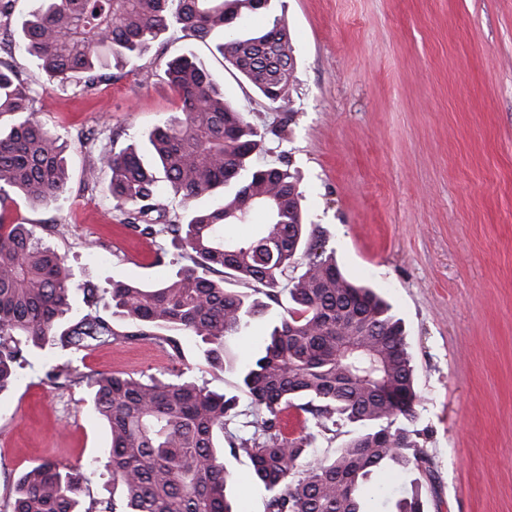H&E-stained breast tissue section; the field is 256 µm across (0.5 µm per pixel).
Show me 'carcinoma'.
<instances>
[{
    "label": "carcinoma",
    "instance_id": "carcinoma-1",
    "mask_svg": "<svg viewBox=\"0 0 512 512\" xmlns=\"http://www.w3.org/2000/svg\"><path fill=\"white\" fill-rule=\"evenodd\" d=\"M273 15L259 32L257 15ZM178 26L216 45L226 62L276 109L293 111V41L274 0H33L21 46L53 79L80 75L90 88L112 67L132 63L146 47ZM178 111L149 134L153 161L129 146L99 155L112 172L114 208L134 231L165 232L190 264L156 286L116 281L105 290L88 282L82 310L70 296L74 278L66 259L47 246L32 224H6L0 214V393L47 344L69 355L49 366L43 383L85 384L89 405L109 429L104 461L87 468L43 462L17 480L8 512H233L231 474L224 448L246 455L252 477L268 493L266 512H367L382 495L373 476L386 470L431 472L413 429L419 395L402 322L371 288L349 280L322 241L306 233L304 196L290 164L263 167L265 134L224 98L203 60L185 54L164 62ZM35 92L0 68V205L21 195L51 203L67 191L60 136L35 117ZM180 211L167 224L153 222L162 194ZM212 196L218 203L199 209ZM253 224L248 235L231 227ZM224 273L277 293L286 272L289 306L261 335L258 352L241 361L229 347L265 314V305L224 288L208 272ZM125 320L119 327L100 311L105 299ZM192 336L215 368L237 374L256 418L239 417L238 398L215 392L177 372L169 378L84 373L78 355L120 341H147L170 357ZM398 394L394 402L386 391ZM307 415L304 435L282 433L283 415ZM354 431L330 455L309 459L310 448L331 431ZM103 466L109 496L83 493L85 470ZM396 512H424L419 479Z\"/></svg>",
    "mask_w": 512,
    "mask_h": 512
}]
</instances>
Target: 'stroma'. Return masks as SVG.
I'll use <instances>...</instances> for the list:
<instances>
[{"mask_svg": "<svg viewBox=\"0 0 512 512\" xmlns=\"http://www.w3.org/2000/svg\"><path fill=\"white\" fill-rule=\"evenodd\" d=\"M293 39V113L275 109L215 45L168 31L135 63L112 67L92 93L49 78L20 47L29 0L0 16V63L40 94L36 118L67 144L69 190L9 218L72 266L75 283L155 284L186 258L168 235L140 237L113 209L101 151L146 146L178 108L164 62L205 61L225 97L261 130L264 164L287 160L310 232L345 274L374 288L401 318L420 396L416 429L433 462L425 512H512V0H278ZM52 347L0 393V512L18 477L42 462L83 466L110 446L86 386L42 384ZM81 371L186 377L237 392L185 337L181 359L122 342L88 354ZM238 512H266L251 463L225 455Z\"/></svg>", "mask_w": 512, "mask_h": 512, "instance_id": "obj_1", "label": "stroma"}]
</instances>
